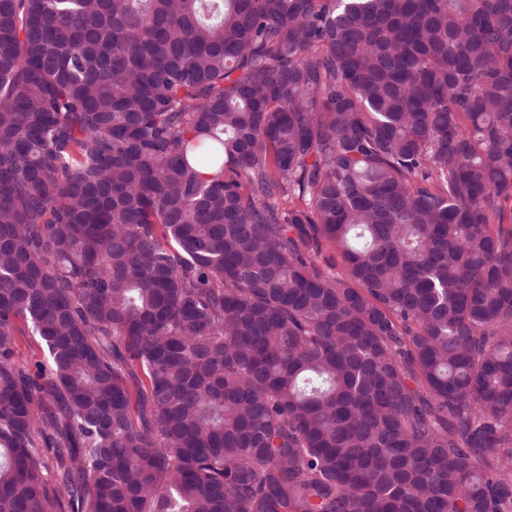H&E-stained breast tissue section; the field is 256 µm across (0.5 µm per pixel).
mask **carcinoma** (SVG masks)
Returning a JSON list of instances; mask_svg holds the SVG:
<instances>
[{"instance_id": "1", "label": "carcinoma", "mask_w": 512, "mask_h": 512, "mask_svg": "<svg viewBox=\"0 0 512 512\" xmlns=\"http://www.w3.org/2000/svg\"><path fill=\"white\" fill-rule=\"evenodd\" d=\"M0 512H512V0H0ZM23 336H18V350L19 356L17 359L23 362L31 369L34 368L35 363L44 362L47 356V350L40 340L39 336H33L31 329L21 325Z\"/></svg>"}]
</instances>
